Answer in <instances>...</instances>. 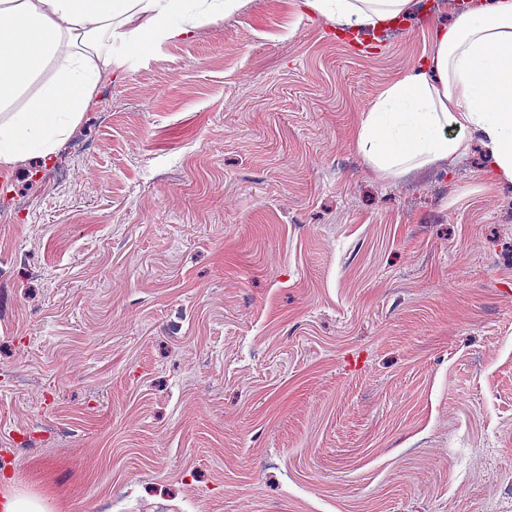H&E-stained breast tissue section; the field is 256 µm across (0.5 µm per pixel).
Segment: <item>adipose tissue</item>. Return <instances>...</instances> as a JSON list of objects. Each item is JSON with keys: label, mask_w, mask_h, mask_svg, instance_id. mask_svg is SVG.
<instances>
[{"label": "adipose tissue", "mask_w": 512, "mask_h": 512, "mask_svg": "<svg viewBox=\"0 0 512 512\" xmlns=\"http://www.w3.org/2000/svg\"><path fill=\"white\" fill-rule=\"evenodd\" d=\"M341 31L405 22L413 0H302ZM241 0H0V167L52 159L124 66L120 31L139 49L191 36ZM476 136L512 183V0H481L433 28L430 51L360 113L353 143L371 171L398 177L462 157Z\"/></svg>", "instance_id": "obj_1"}]
</instances>
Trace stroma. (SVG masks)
I'll use <instances>...</instances> for the list:
<instances>
[{
	"instance_id": "1",
	"label": "stroma",
	"mask_w": 512,
	"mask_h": 512,
	"mask_svg": "<svg viewBox=\"0 0 512 512\" xmlns=\"http://www.w3.org/2000/svg\"><path fill=\"white\" fill-rule=\"evenodd\" d=\"M457 0H243L0 172V469L65 512H512V183L352 129ZM310 13L336 22L340 30L385 29L405 22L412 0H301Z\"/></svg>"
}]
</instances>
